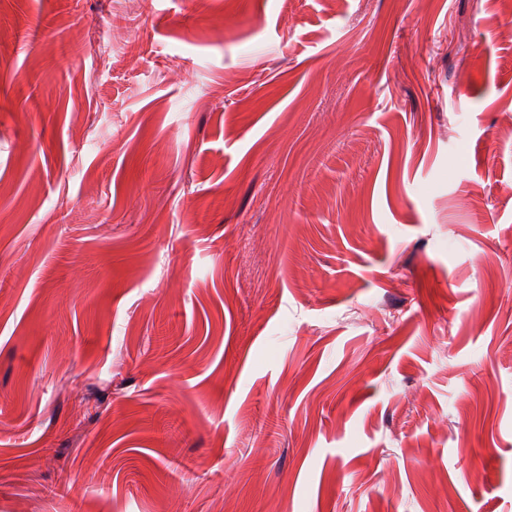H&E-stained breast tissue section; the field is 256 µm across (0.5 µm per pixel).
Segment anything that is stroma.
Instances as JSON below:
<instances>
[{"label": "stroma", "mask_w": 512, "mask_h": 512, "mask_svg": "<svg viewBox=\"0 0 512 512\" xmlns=\"http://www.w3.org/2000/svg\"><path fill=\"white\" fill-rule=\"evenodd\" d=\"M0 36V512H512L500 0Z\"/></svg>", "instance_id": "1"}]
</instances>
